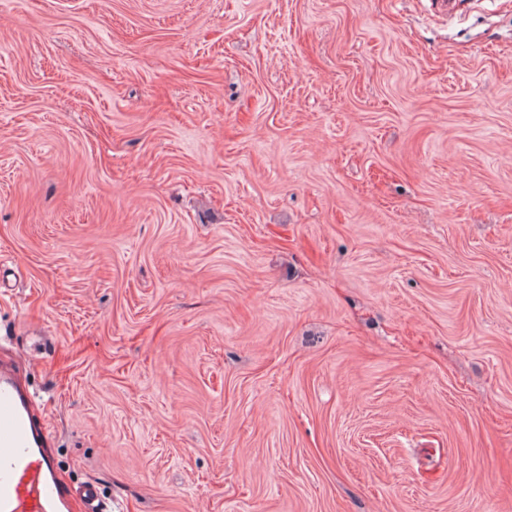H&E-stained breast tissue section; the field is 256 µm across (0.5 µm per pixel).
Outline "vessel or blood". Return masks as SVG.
Here are the masks:
<instances>
[{
    "instance_id": "1",
    "label": "vessel or blood",
    "mask_w": 512,
    "mask_h": 512,
    "mask_svg": "<svg viewBox=\"0 0 512 512\" xmlns=\"http://www.w3.org/2000/svg\"><path fill=\"white\" fill-rule=\"evenodd\" d=\"M32 406L26 382L0 363V512H109L96 484L60 480Z\"/></svg>"
}]
</instances>
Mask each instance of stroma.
<instances>
[{
    "label": "stroma",
    "mask_w": 512,
    "mask_h": 512,
    "mask_svg": "<svg viewBox=\"0 0 512 512\" xmlns=\"http://www.w3.org/2000/svg\"><path fill=\"white\" fill-rule=\"evenodd\" d=\"M0 0V361L112 512H512V0Z\"/></svg>",
    "instance_id": "stroma-1"
}]
</instances>
